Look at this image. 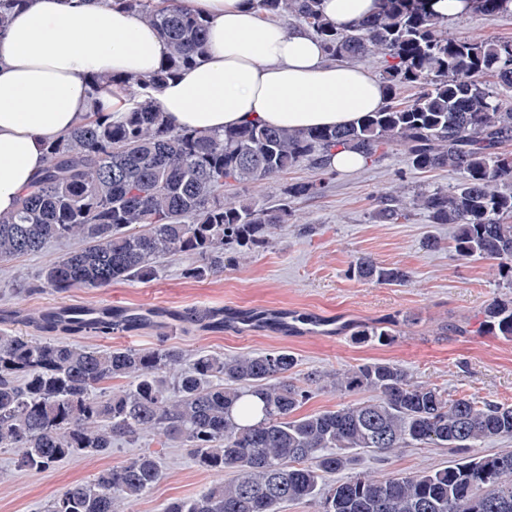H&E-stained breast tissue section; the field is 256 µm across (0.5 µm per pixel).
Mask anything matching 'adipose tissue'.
<instances>
[{
  "mask_svg": "<svg viewBox=\"0 0 512 512\" xmlns=\"http://www.w3.org/2000/svg\"><path fill=\"white\" fill-rule=\"evenodd\" d=\"M189 3L209 51L155 94L176 127L350 125L385 106L379 79L329 59L306 29L263 20L256 0ZM164 55L151 26L107 0H27L0 40V212L43 169L47 141L95 108L92 75H145Z\"/></svg>",
  "mask_w": 512,
  "mask_h": 512,
  "instance_id": "ef3b65f1",
  "label": "adipose tissue"
}]
</instances>
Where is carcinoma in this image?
Returning a JSON list of instances; mask_svg holds the SVG:
<instances>
[{
  "label": "carcinoma",
  "mask_w": 512,
  "mask_h": 512,
  "mask_svg": "<svg viewBox=\"0 0 512 512\" xmlns=\"http://www.w3.org/2000/svg\"><path fill=\"white\" fill-rule=\"evenodd\" d=\"M24 0H0V37ZM153 27L166 54L157 70L117 80L94 75L93 95L123 96L124 112L100 106L48 142L43 172L22 191L17 207L0 213V261L41 252L51 243L76 246L46 266L40 287L54 293L107 288L147 279L161 260L184 257L183 275L206 280L224 273V247L264 249L288 223L290 203L318 195L326 178L290 184L280 203L251 197L224 200V186L250 188L296 166L327 170L344 148L378 162L404 151L410 169L448 168L461 175L450 189L420 191L412 206L433 224H454L461 259L496 262L512 285V40L474 42L448 37V19L431 0H378L376 13L348 29L320 10V0H259L262 16L290 13L334 60L379 57L388 102L350 127L293 130L257 123L222 132L178 129L152 92L208 51L207 22L187 0H117ZM495 15L512 0H476ZM403 86L414 98L397 102ZM410 206V207H412ZM410 207L387 192L376 195L374 221L398 224ZM349 274L360 281L402 286L410 274L369 256ZM189 323L219 328L211 311L185 313ZM143 318L124 309L73 307L41 315L36 338L0 332V448L17 453L19 468L40 472L74 456H98L117 441L133 444L145 431L189 448L194 462L232 480L161 512H278L295 501L316 512H512V451L463 456L446 467L376 478L354 473L353 453L386 454L411 445L474 448L512 438V406L450 398L414 382L399 364H362L343 372L295 377L286 350L225 358L178 347L99 349L61 335L110 337ZM397 319L356 327L361 343L387 344ZM482 330L512 340V298L489 302ZM126 386L111 390L112 381ZM376 398L306 415L298 410L311 386ZM247 396L261 402L249 423ZM160 479L158 460L143 453L67 487L43 512H119L120 503L149 493Z\"/></svg>",
  "instance_id": "carcinoma-1"
}]
</instances>
